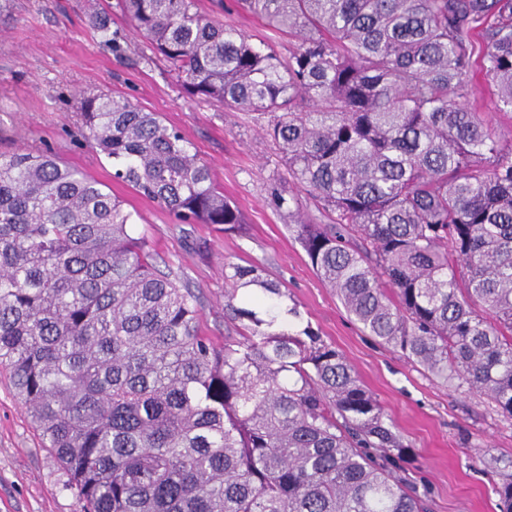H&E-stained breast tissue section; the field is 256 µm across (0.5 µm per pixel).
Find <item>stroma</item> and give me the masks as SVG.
Masks as SVG:
<instances>
[{"instance_id":"1","label":"stroma","mask_w":512,"mask_h":512,"mask_svg":"<svg viewBox=\"0 0 512 512\" xmlns=\"http://www.w3.org/2000/svg\"><path fill=\"white\" fill-rule=\"evenodd\" d=\"M86 0H0V153L51 149L91 175L138 215L153 261L202 303L200 330L223 342L224 266H257L278 281L305 322L354 366L412 454L401 476L427 490L430 512H499L496 488L512 473V420L485 398L452 391L391 346L368 336L326 288L288 216L268 202L287 183L277 144L249 112L188 96L134 30L118 0H99L120 33V51L97 38ZM129 98L176 127L239 208L241 232L181 224L113 177L112 164L78 136L80 92ZM0 373V512H80L74 493Z\"/></svg>"}]
</instances>
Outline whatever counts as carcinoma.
Returning <instances> with one entry per match:
<instances>
[{
  "label": "carcinoma",
  "mask_w": 512,
  "mask_h": 512,
  "mask_svg": "<svg viewBox=\"0 0 512 512\" xmlns=\"http://www.w3.org/2000/svg\"><path fill=\"white\" fill-rule=\"evenodd\" d=\"M241 3L298 39L288 57L196 0L122 7L189 95L267 119L327 223L276 183L270 202L349 316L512 419V141L468 106L477 65L512 113V0ZM80 121L114 178L183 224L240 230L159 113L88 93ZM134 223L55 154L0 155V368L81 512H426L390 468L408 445L279 283L224 264V318L241 328L218 345ZM497 494L512 512V476Z\"/></svg>",
  "instance_id": "cac0c4a2"
}]
</instances>
